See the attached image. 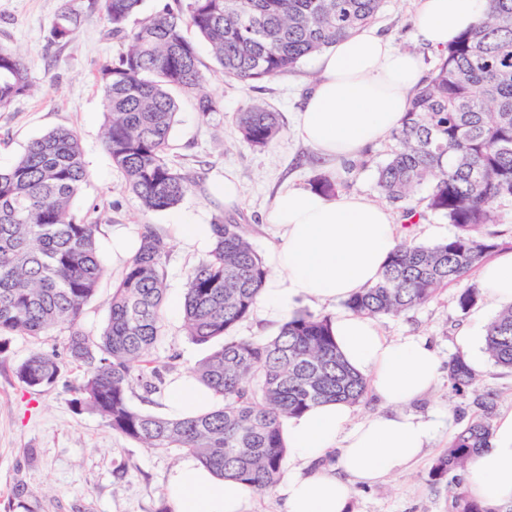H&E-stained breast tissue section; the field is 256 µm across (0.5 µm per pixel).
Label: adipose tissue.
<instances>
[{"instance_id": "1", "label": "adipose tissue", "mask_w": 512, "mask_h": 512, "mask_svg": "<svg viewBox=\"0 0 512 512\" xmlns=\"http://www.w3.org/2000/svg\"><path fill=\"white\" fill-rule=\"evenodd\" d=\"M416 37L446 49L484 12L487 0H416ZM318 76L295 118L296 132L317 159L332 166L363 155L402 122L423 77L420 58L397 48L376 28L337 39L319 58ZM275 231L270 276L256 302L270 320L305 304H329L371 287L399 239L386 207L355 194L329 197L283 184L265 217ZM478 283L490 304L512 303V252L485 263ZM344 360L365 377L382 411L355 420L346 402L317 406L288 419L284 438L292 461L309 464L339 449L336 469L293 473L280 483L287 512H348L354 484H373L413 464L436 435L433 420L403 412L435 385L440 359L425 341L383 336L375 319L350 311L332 318ZM208 392L180 376L167 388L171 412L203 409ZM465 490L479 501H512V413L499 419L488 448L465 472ZM247 491L187 462L175 470L170 497L176 512H242Z\"/></svg>"}]
</instances>
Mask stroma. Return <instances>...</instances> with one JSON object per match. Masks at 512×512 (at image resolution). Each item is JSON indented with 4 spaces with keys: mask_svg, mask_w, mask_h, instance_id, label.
Here are the masks:
<instances>
[{
    "mask_svg": "<svg viewBox=\"0 0 512 512\" xmlns=\"http://www.w3.org/2000/svg\"><path fill=\"white\" fill-rule=\"evenodd\" d=\"M83 18L67 41L52 37L63 4ZM89 0H0V44L21 54L30 64L35 90L0 112V168H9L32 139L57 127L77 131L84 148L89 178L72 203L75 216L94 213L102 227L99 255L105 273L95 296L87 304L81 325L91 337L99 336L108 317L113 287L120 281L122 261L112 257V227L116 224L155 225L170 244L166 263L165 328L153 356L163 366L164 379L189 374L222 339L206 345L191 342L184 330L183 301L186 274L206 258L174 234L177 224H212L225 215L222 196L213 192L232 171L242 185V201L234 212L246 224L259 254L274 240L264 217L284 182L309 186L315 171L306 163L312 150L293 129L294 115L304 91L317 73V56L304 59L294 70L250 87L225 79L206 43H199L207 81L201 94L214 98L216 112L200 117L199 94L178 93V113L173 125L170 160L203 175L200 189L189 193L174 208L142 210L124 187L122 173L113 166L102 134L108 117L96 85L99 65L127 50V43L109 38L98 16L89 14ZM414 0H383L375 27L389 34L400 49L417 52L424 70H431L436 51L414 39ZM256 100L281 114L283 132L268 148L254 149L240 137L234 114ZM384 140L336 176L347 193L381 201L376 171L393 147ZM459 287L440 289L424 306L398 316L378 318L389 338L419 336L428 341L442 360L460 353L459 335L473 333L474 348H482L486 325L498 307L479 300L469 313L457 306ZM66 328L32 338L13 336L0 351V512H171L168 485L174 469L188 461L189 453L172 449L149 451L112 432L91 411H75L72 385L82 372L67 363L58 382L34 391L15 376L16 367L36 349L64 353ZM411 412L435 420L437 435L411 467L394 472L373 485L353 488L351 512H453L447 484H433L431 467L461 425V414H472L469 398L451 395L448 376L440 374L434 391L415 400Z\"/></svg>",
    "mask_w": 512,
    "mask_h": 512,
    "instance_id": "obj_1",
    "label": "stroma"
}]
</instances>
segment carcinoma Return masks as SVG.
<instances>
[{
    "label": "carcinoma",
    "instance_id": "1",
    "mask_svg": "<svg viewBox=\"0 0 512 512\" xmlns=\"http://www.w3.org/2000/svg\"><path fill=\"white\" fill-rule=\"evenodd\" d=\"M382 0H175L138 17L143 0H92L109 33L130 41L127 50L97 69L109 119L103 134L112 163L146 212L178 205L203 176L167 158L178 112L173 91L193 92L206 81L193 29L208 43L224 77L252 86L288 72L336 39L368 25ZM133 28H128L129 22ZM81 15L66 7L54 39H70ZM31 91L30 65L0 46V111ZM245 141L265 149L281 132L278 113L250 101L235 114ZM395 146L377 169V185L412 223L427 213L455 227L433 244L403 241L382 277L344 301L354 313L400 315L433 299L438 289L479 269L500 243L484 229L499 223L498 207L512 202V0H489L482 18L438 52L416 87ZM88 179L77 132L58 127L33 139L0 170V350L11 337L68 330L66 356L83 368L71 403L100 415L118 435L144 448H181L215 476L252 492L273 488L285 472V419L327 402H361L369 389L339 353L330 317L294 313L268 339L234 336L253 313L268 270L245 225L225 216L211 225L213 247L186 274L187 336L224 345L192 371L222 400L199 414L168 418L134 407L136 388L150 394L162 382L152 351L163 335L169 245L153 224L139 228L140 246L113 288L107 323L97 338L81 329L85 306L104 267L97 220L76 219L72 201ZM427 187V194L414 192ZM481 289L471 283L458 297L466 313ZM484 352L512 371V305L486 326ZM62 362L37 349L17 366L29 389L55 385ZM478 374L464 355L448 361V390L475 389ZM477 414L461 426L436 459L441 482L487 447L495 400L474 395ZM454 512H512V502L484 504L452 486Z\"/></svg>",
    "mask_w": 512,
    "mask_h": 512
}]
</instances>
